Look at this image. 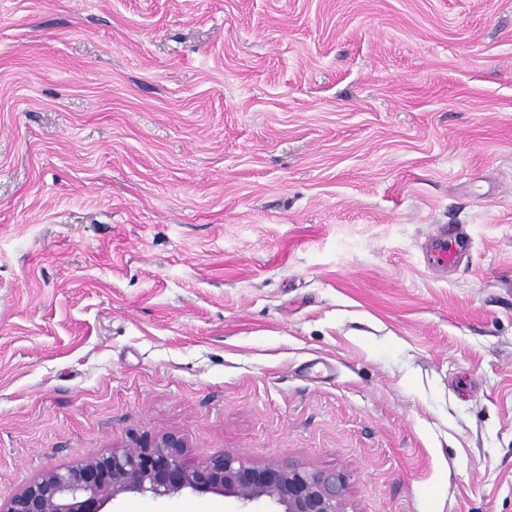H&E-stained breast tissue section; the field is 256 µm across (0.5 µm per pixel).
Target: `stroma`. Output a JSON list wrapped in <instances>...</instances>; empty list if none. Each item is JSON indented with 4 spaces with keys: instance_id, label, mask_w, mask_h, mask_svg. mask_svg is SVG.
<instances>
[{
    "instance_id": "1",
    "label": "stroma",
    "mask_w": 512,
    "mask_h": 512,
    "mask_svg": "<svg viewBox=\"0 0 512 512\" xmlns=\"http://www.w3.org/2000/svg\"><path fill=\"white\" fill-rule=\"evenodd\" d=\"M163 433L512 512V0H0V494ZM431 240L429 260L435 268L454 265L470 249L469 239L459 231L441 229Z\"/></svg>"
}]
</instances>
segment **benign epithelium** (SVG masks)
Here are the masks:
<instances>
[{"label": "benign epithelium", "instance_id": "1", "mask_svg": "<svg viewBox=\"0 0 512 512\" xmlns=\"http://www.w3.org/2000/svg\"><path fill=\"white\" fill-rule=\"evenodd\" d=\"M183 438L174 433L134 435L109 453L41 474L26 488L0 495V512H103L126 492L158 496L218 493L243 504L268 498L282 512H346L345 476L298 466H249L227 452L192 467L182 459Z\"/></svg>", "mask_w": 512, "mask_h": 512}]
</instances>
